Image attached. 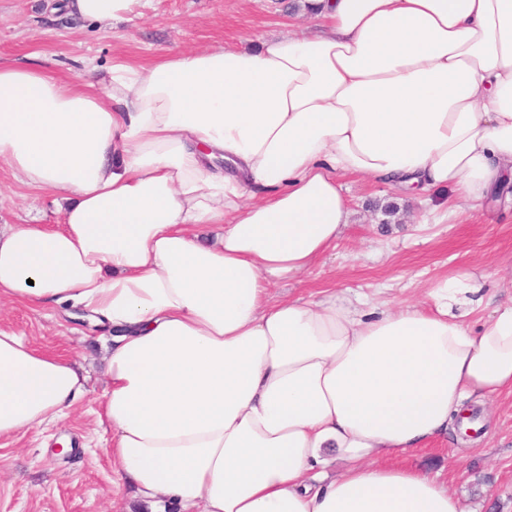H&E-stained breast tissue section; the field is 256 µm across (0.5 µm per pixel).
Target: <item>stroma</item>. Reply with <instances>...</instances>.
I'll list each match as a JSON object with an SVG mask.
<instances>
[{
	"label": "stroma",
	"instance_id": "1",
	"mask_svg": "<svg viewBox=\"0 0 512 512\" xmlns=\"http://www.w3.org/2000/svg\"><path fill=\"white\" fill-rule=\"evenodd\" d=\"M308 32L319 21L303 0H153L146 16L109 24L80 22L52 10L49 0H0V61L27 62L38 54L63 80L117 58L146 64L173 52H192L287 32ZM349 224L325 262L274 292L322 298L358 293L391 305L425 300L440 279L467 271L483 276L486 306L470 318L479 328L493 308L512 302V201L482 216L415 223L418 200L388 184L345 180ZM51 191L20 184L0 165V225L57 227ZM0 328L24 333L38 349L82 364L89 392L64 421L0 438V512H151L119 477L104 453L107 436L96 423L105 387V339L63 307H0ZM465 419L407 452L405 465L440 471L464 512H512V394L489 402L469 399Z\"/></svg>",
	"mask_w": 512,
	"mask_h": 512
}]
</instances>
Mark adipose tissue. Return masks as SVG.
Returning a JSON list of instances; mask_svg holds the SVG:
<instances>
[{"instance_id":"1","label":"adipose tissue","mask_w":512,"mask_h":512,"mask_svg":"<svg viewBox=\"0 0 512 512\" xmlns=\"http://www.w3.org/2000/svg\"><path fill=\"white\" fill-rule=\"evenodd\" d=\"M151 0H62L99 24ZM319 32L113 63L64 81L0 65V161L60 195L62 225H0V303L111 328L105 453L180 512H461L441 473L394 465L472 396L512 393V304L479 330L466 273L365 312L277 297L350 220L341 181L512 184V0H312ZM220 229L203 241L210 225ZM72 361L0 329V438L67 417ZM344 464L324 471L326 449Z\"/></svg>"}]
</instances>
